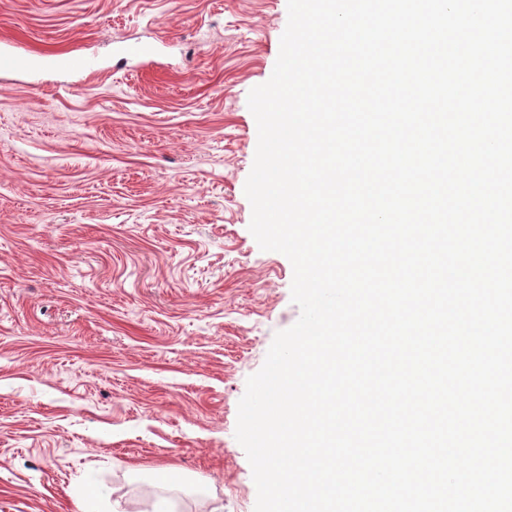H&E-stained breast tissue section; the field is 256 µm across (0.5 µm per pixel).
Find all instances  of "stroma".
Wrapping results in <instances>:
<instances>
[{
	"label": "stroma",
	"instance_id": "1",
	"mask_svg": "<svg viewBox=\"0 0 512 512\" xmlns=\"http://www.w3.org/2000/svg\"><path fill=\"white\" fill-rule=\"evenodd\" d=\"M287 20V0H0V41L43 62L0 65V512H77L89 486L122 512H254L238 403L300 308L249 230L247 100ZM56 69L67 72H91L97 69L92 56L86 54L58 55L53 58Z\"/></svg>",
	"mask_w": 512,
	"mask_h": 512
}]
</instances>
